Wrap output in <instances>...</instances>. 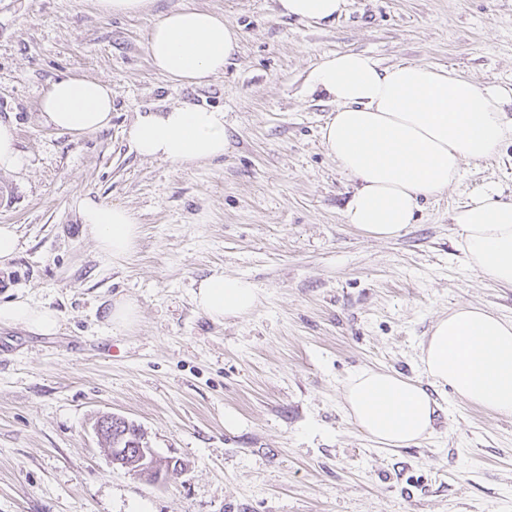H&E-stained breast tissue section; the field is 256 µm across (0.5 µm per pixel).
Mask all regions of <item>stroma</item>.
Masks as SVG:
<instances>
[{
    "instance_id": "35a3bbf8",
    "label": "stroma",
    "mask_w": 512,
    "mask_h": 512,
    "mask_svg": "<svg viewBox=\"0 0 512 512\" xmlns=\"http://www.w3.org/2000/svg\"><path fill=\"white\" fill-rule=\"evenodd\" d=\"M187 4L241 35L204 86L172 84L147 53L155 23ZM349 51L511 86L512 0H346L328 24L280 17L276 0H150L123 17L97 0H0V122L24 159L0 172V225L18 234L0 304L60 316L50 336L0 324V512H512V416L446 387L430 436L382 448L340 409L360 369L421 379L418 345L456 306L512 316V288L466 269L451 219L490 186L512 200V141L465 161L397 239L345 223L356 182L321 142L334 106L307 80ZM67 75L111 83L110 128L43 122L42 96ZM182 102L223 108L229 150L189 168L139 156L138 112ZM79 196L137 217L125 261L99 256ZM216 272L254 282L260 306L206 317L193 283ZM121 297L140 316L114 333L105 318ZM104 413L185 473L154 483L113 467L93 431Z\"/></svg>"
}]
</instances>
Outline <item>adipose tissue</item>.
I'll list each match as a JSON object with an SVG mask.
<instances>
[{"mask_svg": "<svg viewBox=\"0 0 512 512\" xmlns=\"http://www.w3.org/2000/svg\"><path fill=\"white\" fill-rule=\"evenodd\" d=\"M344 0H277V12L307 22L334 20ZM238 30L222 15L185 5L163 14L148 37L153 67L180 86H202L224 72L237 50ZM310 92L336 105L322 129L325 148L358 185L345 223L364 236L389 241L415 221L420 199L454 184L463 160L481 161L512 139V87L478 84L452 69L421 63L380 66L363 52L324 57L311 72ZM46 125L78 134L112 122V86L91 77L54 81L40 101ZM128 136L140 156L189 166L222 157L231 130L220 108L184 102L139 112ZM81 220L102 257L127 259L140 237L128 209L82 198ZM452 220L469 269L512 287V202L493 191L474 195ZM211 320L243 318L258 306L259 290L240 276L213 275L193 292ZM20 324L49 336L57 311L0 304V324ZM425 376L418 382L386 370L362 369L343 387L344 413L383 448H402L429 436L440 408L432 392L453 393L500 415L512 416V317L462 304L439 318L420 344Z\"/></svg>", "mask_w": 512, "mask_h": 512, "instance_id": "1", "label": "adipose tissue"}]
</instances>
